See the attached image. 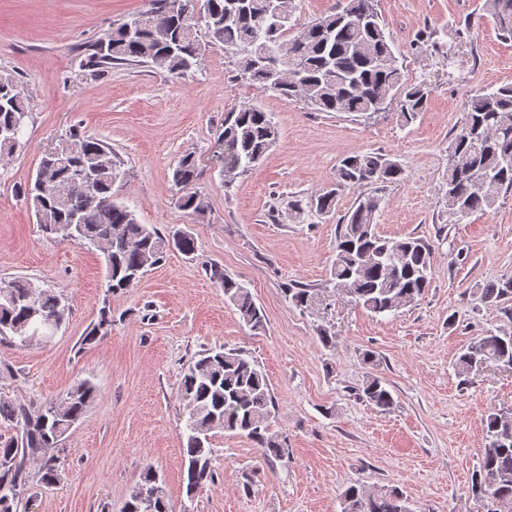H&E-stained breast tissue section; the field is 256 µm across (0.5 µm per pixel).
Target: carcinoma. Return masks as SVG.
<instances>
[{
	"instance_id": "carcinoma-1",
	"label": "carcinoma",
	"mask_w": 512,
	"mask_h": 512,
	"mask_svg": "<svg viewBox=\"0 0 512 512\" xmlns=\"http://www.w3.org/2000/svg\"><path fill=\"white\" fill-rule=\"evenodd\" d=\"M377 0H344L342 8L289 36L296 0H146V9L101 36L87 49L84 67L99 71L114 64H150L181 77L198 66L205 51L220 48L230 55L242 80L258 83L284 97H303L319 112H384L396 105L408 124L424 111L429 89L407 85L392 42L376 8ZM484 10L499 35L512 40V0H485ZM29 112L26 96L10 74L0 73V159L21 146ZM279 128L269 113L248 103L224 122L215 141L216 159L232 180L253 170L275 145ZM121 161L108 144L76 131L46 151L33 181L19 194L33 208L42 232L94 246L105 256L107 292L134 287L166 250L185 256L196 251L195 238L175 228L161 234L141 224L134 209L117 200L112 187ZM201 177L195 155H182L172 171L183 191L178 207L193 215L207 201L193 191ZM403 166L389 155L360 151L344 157L337 169L340 187L400 183ZM448 196L443 216L458 224L475 212L494 207L500 194L512 191V84L470 97L453 133L448 158ZM381 198L357 197L339 224L331 264L334 287L369 312L388 316L411 305L430 287L432 245L425 239L385 237L377 231ZM319 216L336 209V190L319 192L307 202ZM210 279L224 288L241 321L253 332L265 331L264 311L241 283L213 264ZM485 306L512 301V277L476 288ZM62 295L18 279L0 286V339L25 344L38 334L51 338L66 320ZM112 327L109 304L85 342L107 335ZM512 368V336L489 331L474 338L456 361L463 379L481 363ZM185 404L183 448L187 485L203 489L213 479L211 438L222 430L251 441L267 464L285 456L270 427L275 398L258 363L239 349H210L185 370L180 383ZM95 388L81 382L66 396L37 408L0 398V420L18 430L0 438V487H26L27 465L33 463L42 485L58 481L64 462L54 453L66 434L85 415ZM359 398L380 411L393 407L385 381L370 376ZM485 443L468 493L486 512H512V415L499 410L483 420ZM139 485L152 491V512H172L159 476L146 467ZM340 512H412L397 486H347Z\"/></svg>"
}]
</instances>
